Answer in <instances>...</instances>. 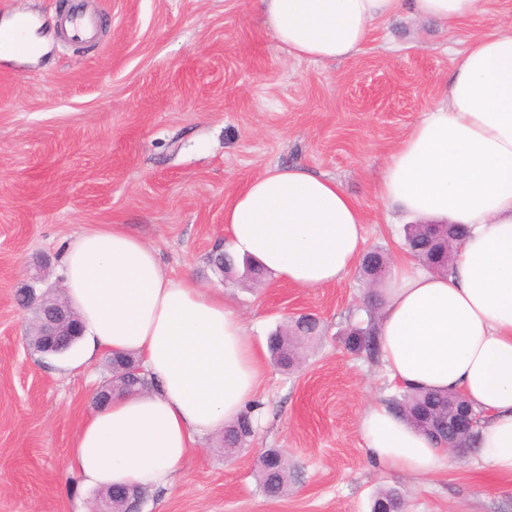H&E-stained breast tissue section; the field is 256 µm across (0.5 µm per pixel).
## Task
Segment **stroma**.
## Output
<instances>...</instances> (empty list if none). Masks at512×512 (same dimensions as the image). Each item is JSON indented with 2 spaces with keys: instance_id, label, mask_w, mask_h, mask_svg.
Here are the masks:
<instances>
[{
  "instance_id": "1",
  "label": "stroma",
  "mask_w": 512,
  "mask_h": 512,
  "mask_svg": "<svg viewBox=\"0 0 512 512\" xmlns=\"http://www.w3.org/2000/svg\"><path fill=\"white\" fill-rule=\"evenodd\" d=\"M73 2L0 0V25L32 14L42 39L32 54L0 50V512H94L103 494L68 454L112 370L99 356L76 373L74 353L32 350L33 313L17 302L29 284L60 288L63 249L91 224L125 225L168 275L223 290L256 343L302 313L322 325L297 369L269 365L249 441L228 456L221 436L204 438L171 486L147 488L143 512H371L383 489L403 494L404 512H512V479L476 455L421 478L369 458L361 415L399 389L345 345L372 309L358 272L306 289L209 263L229 198L288 165L340 182L367 218V248L404 256L408 219L375 193L385 163L444 98L467 38L512 24V0H484L481 18L459 26L377 22L360 54L326 64L289 56L256 0H81L99 18L92 46L61 32ZM269 448L290 472L277 497L255 471Z\"/></svg>"
}]
</instances>
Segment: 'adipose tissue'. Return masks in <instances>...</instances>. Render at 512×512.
<instances>
[{
	"mask_svg": "<svg viewBox=\"0 0 512 512\" xmlns=\"http://www.w3.org/2000/svg\"><path fill=\"white\" fill-rule=\"evenodd\" d=\"M483 0H259L277 42L298 59L359 54L375 21L400 13L461 24ZM376 195L414 221L470 232L445 273L399 259L376 292L381 360L398 387L464 395L481 413L478 453L512 476V26L470 39L448 91L391 153ZM365 217L336 180L274 167L224 208L227 250L277 279L321 288L344 279L365 247ZM64 294L87 356L132 353L153 381L90 415L68 468L89 485L164 486L191 448L223 431L267 375L264 351L221 291L168 276L156 251L121 224L84 229L66 246ZM360 430L368 455L411 476L451 457L383 402Z\"/></svg>",
	"mask_w": 512,
	"mask_h": 512,
	"instance_id": "adipose-tissue-1",
	"label": "adipose tissue"
}]
</instances>
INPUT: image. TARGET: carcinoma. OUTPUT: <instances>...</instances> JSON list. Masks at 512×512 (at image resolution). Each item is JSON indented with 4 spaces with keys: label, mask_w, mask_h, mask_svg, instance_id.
<instances>
[{
    "label": "carcinoma",
    "mask_w": 512,
    "mask_h": 512,
    "mask_svg": "<svg viewBox=\"0 0 512 512\" xmlns=\"http://www.w3.org/2000/svg\"><path fill=\"white\" fill-rule=\"evenodd\" d=\"M466 229L460 224H408L405 227L404 247L423 266L438 272L448 271V264L454 254L450 244L462 238ZM386 262V254L372 251L366 254L360 264V276L375 283L373 269ZM321 336V326L317 319H297L291 321L271 339L270 350L275 363L288 371L302 360L303 349ZM345 343L348 349L366 354L377 360L380 345L377 328L373 320H367L363 327L353 328ZM460 405L463 399L447 392L404 391L390 401L394 412L419 432L434 440L448 436V404ZM254 431L252 411L241 415L237 422L224 429V452L232 453L243 445ZM260 484L269 496L282 493L288 483V466L275 460L257 465Z\"/></svg>",
    "instance_id": "carcinoma-1"
}]
</instances>
